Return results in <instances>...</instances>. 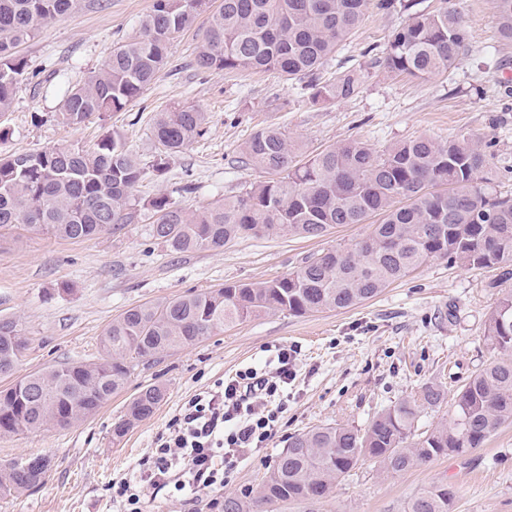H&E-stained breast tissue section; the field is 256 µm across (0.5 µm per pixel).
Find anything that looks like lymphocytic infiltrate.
I'll return each mask as SVG.
<instances>
[{"instance_id": "lymphocytic-infiltrate-1", "label": "lymphocytic infiltrate", "mask_w": 512, "mask_h": 512, "mask_svg": "<svg viewBox=\"0 0 512 512\" xmlns=\"http://www.w3.org/2000/svg\"><path fill=\"white\" fill-rule=\"evenodd\" d=\"M297 354L294 347L278 348L273 372L251 367L189 400L159 435L148 467L117 485L125 512H142L152 487L174 486L187 506L200 493L223 490L238 464L270 436L278 420L273 402L287 398Z\"/></svg>"}]
</instances>
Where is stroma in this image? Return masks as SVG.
<instances>
[{
  "label": "stroma",
  "mask_w": 512,
  "mask_h": 512,
  "mask_svg": "<svg viewBox=\"0 0 512 512\" xmlns=\"http://www.w3.org/2000/svg\"><path fill=\"white\" fill-rule=\"evenodd\" d=\"M152 5L153 0H81L16 48L27 73L0 121L8 130L0 155L87 148L114 129L148 161L155 151L156 112L192 106L207 115L205 136L169 158L162 176H148L136 187L140 208L131 223L83 240L23 226L0 231V319L19 320L28 341L16 375L98 361L105 329L129 308L226 284L271 281L313 254L353 247L370 233L367 224H342L316 238L247 237L219 250L192 252L155 240V216L145 207L149 199L163 194L192 211L262 180L242 154L260 126L279 127L303 158L347 140L380 152L419 137L448 141L468 135L492 142L495 188L512 196V43L498 32L492 0H457L467 50L446 75L429 78L393 75L373 65L368 48L384 50L405 18L369 15L326 64L331 73L361 70V93L318 104L307 99L299 81L275 70L216 74L198 68L196 48L212 11L221 6V0H211L176 35L166 66L137 100L79 126L59 120L62 85L82 82L114 47L137 37ZM186 184L191 193L183 192ZM490 275L487 269L432 260L352 308L303 316L264 313L139 364L110 402L70 428L0 434V470L37 456L51 462L42 484L0 496V512H122L112 498L113 484L151 456L157 436L185 402L264 362L277 347H300L297 377L266 447L231 473L223 491L201 494L195 502L196 512H224L220 500L257 484L293 434L329 424L363 427L429 382L456 391L494 355L485 327L505 291L487 287ZM148 385L164 388L160 408L115 437L126 404ZM433 483L452 487L450 512H512V423L481 447L408 471L387 475L365 463L316 507L280 504L269 512H404L410 498Z\"/></svg>",
  "instance_id": "obj_1"
}]
</instances>
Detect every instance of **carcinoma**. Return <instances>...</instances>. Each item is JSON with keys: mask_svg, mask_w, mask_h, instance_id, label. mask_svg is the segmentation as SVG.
Listing matches in <instances>:
<instances>
[{"mask_svg": "<svg viewBox=\"0 0 512 512\" xmlns=\"http://www.w3.org/2000/svg\"><path fill=\"white\" fill-rule=\"evenodd\" d=\"M78 0H0V117L10 111L27 62L15 47ZM206 0H154L138 38L112 50L83 84L65 90L59 118L80 125L133 103L167 64L169 41ZM418 0H222L197 48L196 65L216 74L276 69L304 82L313 103L359 95L353 69L325 80L324 61L373 9L407 21L374 64L393 74L429 77L448 72L465 48L456 4L436 12ZM501 37L512 41V0H494ZM206 133V116L192 106L156 113L154 160L133 154L122 135L107 131L89 148H49L0 157V229L23 224L56 237L82 240L134 219L133 191L149 172ZM490 144L469 137L419 138L379 153L360 141L342 142L303 163L280 129H256L244 143L249 164L269 175L242 194L186 211L161 195L146 203L157 216L152 237L175 251L218 250L242 237L287 233L313 238L338 224L382 220L352 248L314 254L287 275L258 284H228L130 308L101 337L97 362L64 363L13 380L0 390V432L42 426L66 429L121 390L142 362L192 345L224 326L269 311L305 315L342 310L380 294L423 263L444 259L490 269L488 288L512 281V200L489 177ZM486 340L499 356L457 389L449 422L418 434L421 414L448 401L440 385L420 387L363 428L336 424L288 439L258 488L224 500V512H262L267 505L319 504L366 461L382 473L416 468L450 453L477 448L512 423V293L496 304ZM27 350L19 324L0 319V375H11ZM158 385L143 388L114 428L121 438L150 418L164 400ZM46 458L0 472V496L36 487ZM454 497L436 483L418 492L407 512H448Z\"/></svg>", "mask_w": 512, "mask_h": 512, "instance_id": "obj_1", "label": "carcinoma"}]
</instances>
